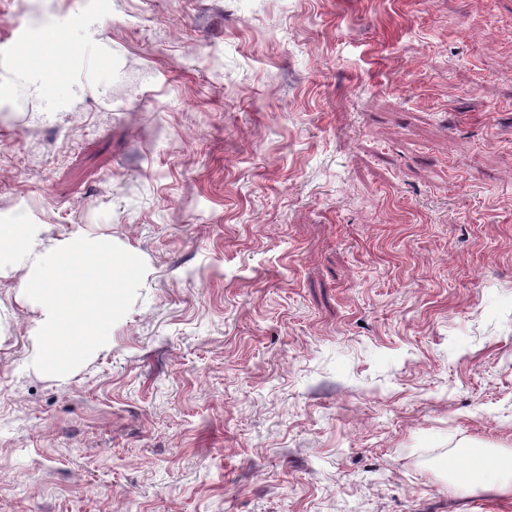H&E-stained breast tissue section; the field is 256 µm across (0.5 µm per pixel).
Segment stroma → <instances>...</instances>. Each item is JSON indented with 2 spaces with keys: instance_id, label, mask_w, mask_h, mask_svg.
I'll return each mask as SVG.
<instances>
[{
  "instance_id": "35a3bbf8",
  "label": "stroma",
  "mask_w": 512,
  "mask_h": 512,
  "mask_svg": "<svg viewBox=\"0 0 512 512\" xmlns=\"http://www.w3.org/2000/svg\"><path fill=\"white\" fill-rule=\"evenodd\" d=\"M1 224L0 512H512V0H0ZM74 234L147 274L54 377ZM38 235L34 225L2 224L0 225V267L10 264L18 251L30 247ZM7 237V245L3 239Z\"/></svg>"
}]
</instances>
